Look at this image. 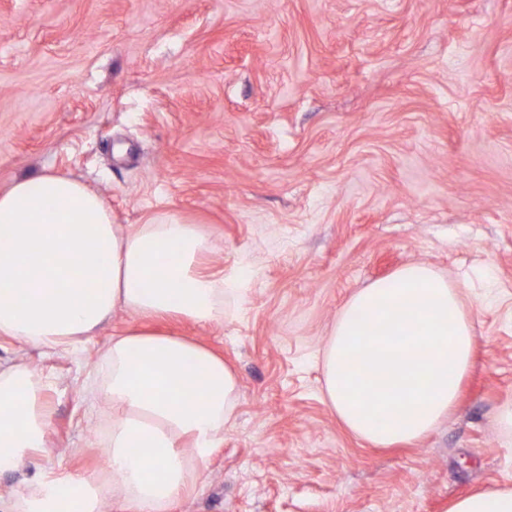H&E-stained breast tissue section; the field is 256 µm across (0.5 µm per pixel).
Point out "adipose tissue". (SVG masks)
Listing matches in <instances>:
<instances>
[{"mask_svg":"<svg viewBox=\"0 0 512 512\" xmlns=\"http://www.w3.org/2000/svg\"><path fill=\"white\" fill-rule=\"evenodd\" d=\"M213 246L178 219L116 224L105 200L80 181L44 171L0 190V335L44 349H77L116 312L224 319L231 278L201 263ZM383 322L373 343L357 328ZM474 329L456 286L424 263L408 264L355 293L342 307L323 353L331 408L356 436L378 447L417 440L455 406L473 361ZM362 366L350 372L348 363ZM112 407L108 476L47 477L0 512H58L68 490L77 512L108 500L128 512H167L188 493L197 464L224 441L238 382L224 360L183 337L122 331L101 357ZM45 385L20 366L0 371V472L45 452ZM148 441L155 465L131 449ZM448 512H512V488L489 487Z\"/></svg>","mask_w":512,"mask_h":512,"instance_id":"1","label":"adipose tissue"}]
</instances>
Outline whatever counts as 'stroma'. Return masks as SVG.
<instances>
[{
	"label": "stroma",
	"instance_id": "stroma-1",
	"mask_svg": "<svg viewBox=\"0 0 512 512\" xmlns=\"http://www.w3.org/2000/svg\"><path fill=\"white\" fill-rule=\"evenodd\" d=\"M44 170L114 223L200 225L238 291L220 323L117 312L77 356L1 337L49 421L0 497L106 472L100 358L141 326L239 386L169 512H448L512 488V0H0V189ZM415 262L462 289L473 366L428 435L376 448L327 404L322 350L352 294Z\"/></svg>",
	"mask_w": 512,
	"mask_h": 512
}]
</instances>
